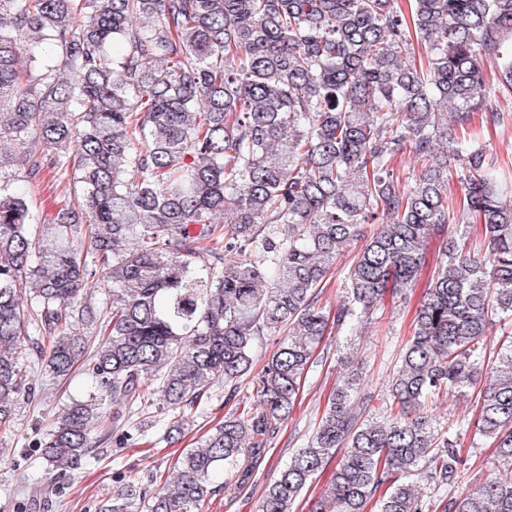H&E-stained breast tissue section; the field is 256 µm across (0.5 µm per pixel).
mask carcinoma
I'll return each mask as SVG.
<instances>
[{"label":"carcinoma","instance_id":"cac0c4a2","mask_svg":"<svg viewBox=\"0 0 512 512\" xmlns=\"http://www.w3.org/2000/svg\"><path fill=\"white\" fill-rule=\"evenodd\" d=\"M510 91L512 0H410L407 15L395 0H0V430L45 381L78 368L86 384L4 507L31 488L33 506L63 508L67 473L145 434L146 414L175 438L283 331L242 413L161 488L119 475L99 512L234 496L324 337L381 324L452 228L381 409L358 374L337 380L257 512H295L329 466L313 512H512L511 471L434 505L405 481L456 483L468 429L439 432L429 412L483 379L477 431L512 465V185L479 142L448 140L477 112L512 123L496 98ZM45 171L77 200L41 221ZM363 224L377 230L356 250ZM347 256L330 316L320 299Z\"/></svg>","mask_w":512,"mask_h":512}]
</instances>
